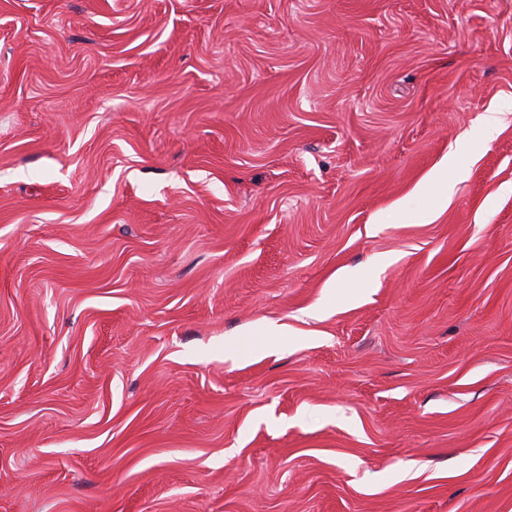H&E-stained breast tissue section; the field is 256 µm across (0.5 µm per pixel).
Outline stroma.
I'll use <instances>...</instances> for the list:
<instances>
[{"instance_id":"1","label":"stroma","mask_w":512,"mask_h":512,"mask_svg":"<svg viewBox=\"0 0 512 512\" xmlns=\"http://www.w3.org/2000/svg\"><path fill=\"white\" fill-rule=\"evenodd\" d=\"M0 512H512V0H0ZM463 170L457 164L454 155H448L429 175L426 182L418 188V192H432L438 206H447L453 182L462 177Z\"/></svg>"}]
</instances>
